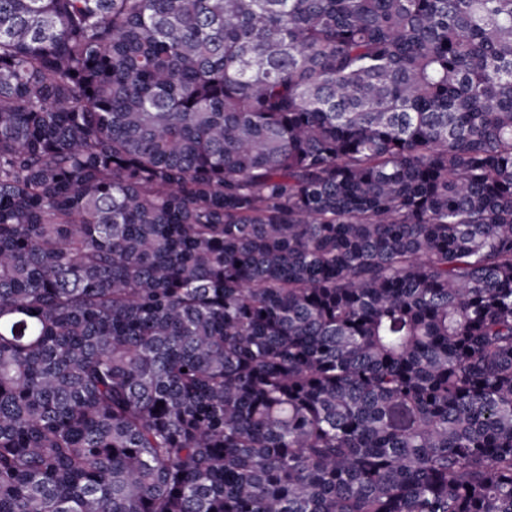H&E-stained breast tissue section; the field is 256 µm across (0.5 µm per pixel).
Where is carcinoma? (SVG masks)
<instances>
[{
	"mask_svg": "<svg viewBox=\"0 0 512 512\" xmlns=\"http://www.w3.org/2000/svg\"><path fill=\"white\" fill-rule=\"evenodd\" d=\"M0 512H512V0H0Z\"/></svg>",
	"mask_w": 512,
	"mask_h": 512,
	"instance_id": "carcinoma-1",
	"label": "carcinoma"
}]
</instances>
